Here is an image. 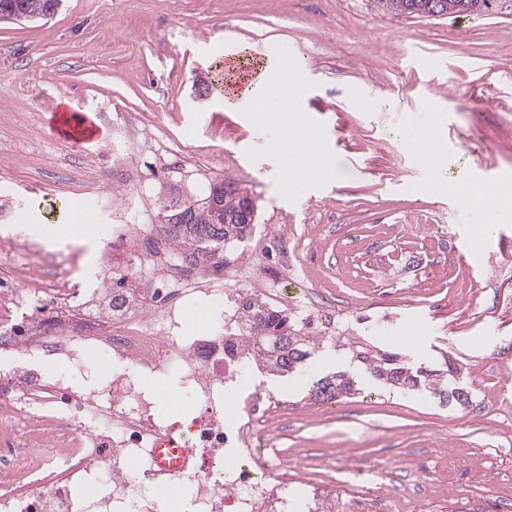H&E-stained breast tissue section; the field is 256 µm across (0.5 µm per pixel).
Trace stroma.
Wrapping results in <instances>:
<instances>
[{"instance_id": "35a3bbf8", "label": "stroma", "mask_w": 512, "mask_h": 512, "mask_svg": "<svg viewBox=\"0 0 512 512\" xmlns=\"http://www.w3.org/2000/svg\"><path fill=\"white\" fill-rule=\"evenodd\" d=\"M241 49L272 63L301 56L295 111L277 105L282 73L264 106L243 96L226 111L224 56ZM418 56L445 68L426 72ZM435 81L453 97L425 95ZM486 95L499 108H484ZM54 112L88 117L97 136L60 139ZM114 114L131 141L154 135L165 151L113 158ZM266 122L279 143L259 132ZM306 137L328 143L329 167L283 183L284 153ZM429 139L446 147L443 169L420 160ZM93 161L111 171L105 194L69 193ZM131 166L146 187L134 223L164 226L178 192L203 197L235 178L258 206L238 263L287 281L308 319L335 310L346 338L431 367L447 355L468 372L465 409L374 384L315 403V359L275 386L288 408L269 427L285 460L317 484L350 457L388 459L415 499L447 492L463 512H512V253L499 249L512 222L479 237L460 191L480 175L512 180V9L496 0L475 19L414 18L377 0H63L51 17L0 21V237L64 210L111 228ZM451 451L484 467L485 483L449 477L439 460ZM424 459L431 468L407 481Z\"/></svg>"}]
</instances>
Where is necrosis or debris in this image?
Returning a JSON list of instances; mask_svg holds the SVG:
<instances>
[{"mask_svg":"<svg viewBox=\"0 0 512 512\" xmlns=\"http://www.w3.org/2000/svg\"><path fill=\"white\" fill-rule=\"evenodd\" d=\"M112 208L110 238L134 243L137 299L99 312L104 293L74 274L44 280L25 241L0 242V422L26 430L0 442L7 450L54 447L0 492V512H336V493L306 491L295 503L280 479L285 461L266 421L287 409L264 383L240 386L238 336L185 331L199 294L236 304L240 291L201 267L173 261L163 235L129 223ZM50 306L56 323L24 330L28 313ZM100 348L112 373L91 376ZM178 368L196 395L189 416L155 414L144 381ZM158 448H185L188 461L161 470ZM146 484L167 496L139 494ZM190 494H183V487Z\"/></svg>","mask_w":512,"mask_h":512,"instance_id":"necrosis-or-debris-1","label":"necrosis or debris"}]
</instances>
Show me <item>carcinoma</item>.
Listing matches in <instances>:
<instances>
[{"instance_id":"cac0c4a2","label":"carcinoma","mask_w":512,"mask_h":512,"mask_svg":"<svg viewBox=\"0 0 512 512\" xmlns=\"http://www.w3.org/2000/svg\"><path fill=\"white\" fill-rule=\"evenodd\" d=\"M58 0H0V15L20 13L26 18L50 15ZM493 0H379L387 11L411 17H428L436 7L445 16H481ZM257 209L243 195L234 178L209 187L203 198L185 197L170 206L166 236L178 261L218 268L232 263L236 247L247 240L257 224ZM108 287L112 310L132 301L133 288L126 274L112 273ZM237 335L247 338L240 376L254 363L272 377L295 378L308 362L321 353L336 349L332 339L310 331L311 322L298 320L270 308L259 298H241L236 309ZM351 360L361 366L358 372H329L312 383L307 398L318 403L353 396L371 381L379 382L398 394H419L442 404L466 407L472 402V389L462 369L446 359L440 368L416 364L396 353L373 350L368 345H352Z\"/></svg>"}]
</instances>
